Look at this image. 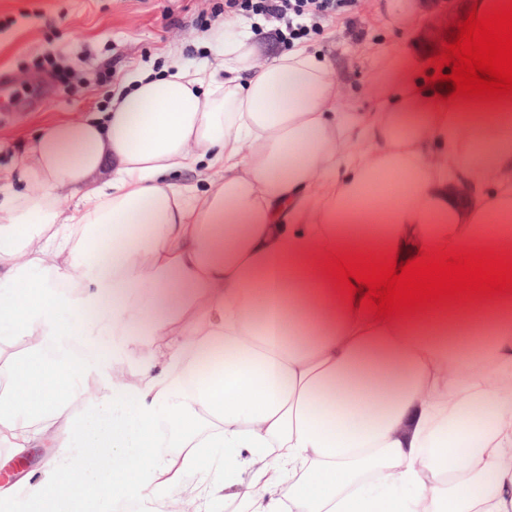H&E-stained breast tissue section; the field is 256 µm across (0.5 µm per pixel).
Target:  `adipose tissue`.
<instances>
[{
    "label": "adipose tissue",
    "instance_id": "ef3b65f1",
    "mask_svg": "<svg viewBox=\"0 0 512 512\" xmlns=\"http://www.w3.org/2000/svg\"><path fill=\"white\" fill-rule=\"evenodd\" d=\"M206 42L213 60L47 122L0 197V447L53 450L0 502L512 512V295L388 321L321 271L336 252L512 251V99L446 103L413 66L351 112L307 47ZM195 169L220 176L172 182ZM217 449L219 476L199 466Z\"/></svg>",
    "mask_w": 512,
    "mask_h": 512
}]
</instances>
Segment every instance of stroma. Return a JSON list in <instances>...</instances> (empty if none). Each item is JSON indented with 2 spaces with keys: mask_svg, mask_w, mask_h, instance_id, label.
I'll use <instances>...</instances> for the list:
<instances>
[{
  "mask_svg": "<svg viewBox=\"0 0 512 512\" xmlns=\"http://www.w3.org/2000/svg\"><path fill=\"white\" fill-rule=\"evenodd\" d=\"M223 0H0V74L25 79L58 66L67 84L39 105L0 112V191L20 187L26 140L54 117L80 119L106 110L112 94L138 73L208 56ZM464 0H356L346 13L304 38L332 64L341 104L377 110L383 74L402 57H432L450 36L444 16Z\"/></svg>",
  "mask_w": 512,
  "mask_h": 512,
  "instance_id": "stroma-1",
  "label": "stroma"
}]
</instances>
